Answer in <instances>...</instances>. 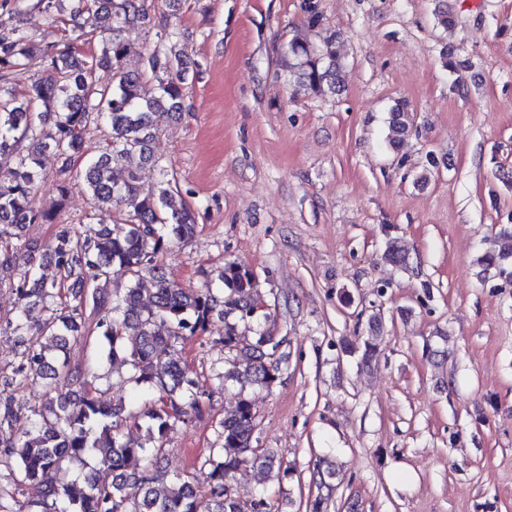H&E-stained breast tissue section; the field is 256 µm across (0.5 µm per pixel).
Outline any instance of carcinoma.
Returning a JSON list of instances; mask_svg holds the SVG:
<instances>
[{
  "label": "carcinoma",
  "mask_w": 512,
  "mask_h": 512,
  "mask_svg": "<svg viewBox=\"0 0 512 512\" xmlns=\"http://www.w3.org/2000/svg\"><path fill=\"white\" fill-rule=\"evenodd\" d=\"M33 0L23 13L59 28L63 46H38L33 27L0 15V270L22 260L17 276L0 278L17 300V314L0 317V334L18 337L22 356L13 369L21 382L45 389V402L33 409L31 428L11 430L15 410L0 397V512H244L231 484L239 468L257 465L288 476L277 455L254 446L257 410L246 391L270 388L287 354L285 338L262 323L267 315L256 298L253 272L227 262L199 290L183 288L159 260L170 243H188L198 229L197 213L182 196L169 167L150 150L160 125L185 111L189 78L187 55L175 52L184 33L162 18L141 66H126L124 30L150 22L147 0ZM48 75L21 94L4 89L25 73L35 52ZM288 73L319 96L341 91L336 36L320 44L295 37L288 45ZM112 73L103 83L98 73ZM106 123L110 136L92 150L85 134ZM386 144L394 149L408 136L414 116L408 103L389 110ZM58 164L55 188L66 198L81 184L97 207L112 211V223L85 233L61 224L45 243L25 237L31 224H52L57 216L34 206L37 183L48 177L43 155ZM127 161L125 178L115 179L112 163ZM159 168L151 189L140 183V168ZM479 264L485 272L512 277V227L499 229ZM55 269L50 277L46 266ZM124 281L123 292L109 288ZM153 284L144 299V282ZM224 320V349L231 354L224 382L239 387L235 410L218 422L220 445L210 450L206 491L193 475H177L160 496L154 485L163 474L152 461L164 438L207 404L194 389L182 360L185 344ZM257 328L254 342L240 343L239 328ZM91 352L90 365L70 363V343ZM120 362L135 383L131 409L101 401L92 365ZM127 419L143 420L153 445L124 438ZM73 467L76 478L60 488L46 487L27 498L50 470Z\"/></svg>",
  "instance_id": "cac0c4a2"
}]
</instances>
